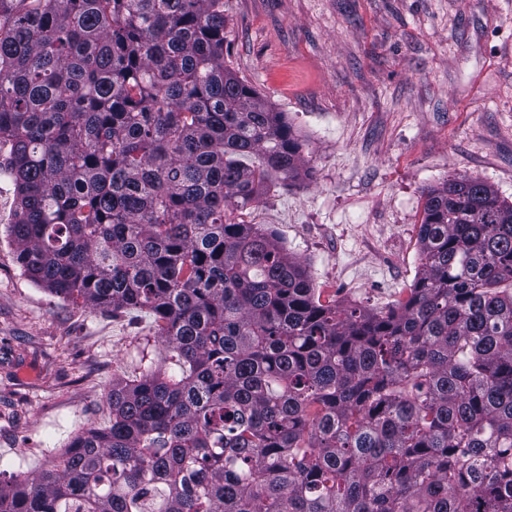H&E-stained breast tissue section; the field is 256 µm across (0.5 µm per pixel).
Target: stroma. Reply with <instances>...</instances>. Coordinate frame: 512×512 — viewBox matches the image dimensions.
Listing matches in <instances>:
<instances>
[{"instance_id":"35a3bbf8","label":"stroma","mask_w":512,"mask_h":512,"mask_svg":"<svg viewBox=\"0 0 512 512\" xmlns=\"http://www.w3.org/2000/svg\"><path fill=\"white\" fill-rule=\"evenodd\" d=\"M224 63L303 141L310 179L239 220L270 225L323 298L381 309L420 271L425 189L480 178L512 203V0H224ZM0 177V481L109 425L113 381L173 370L152 318L37 286Z\"/></svg>"}]
</instances>
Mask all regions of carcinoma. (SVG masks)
Returning a JSON list of instances; mask_svg holds the SVG:
<instances>
[{
    "instance_id": "obj_1",
    "label": "carcinoma",
    "mask_w": 512,
    "mask_h": 512,
    "mask_svg": "<svg viewBox=\"0 0 512 512\" xmlns=\"http://www.w3.org/2000/svg\"><path fill=\"white\" fill-rule=\"evenodd\" d=\"M7 233L37 285L154 319L179 374L0 485V512H512V203L424 191L421 271L367 309L235 221L309 176L224 66V0H0Z\"/></svg>"
}]
</instances>
